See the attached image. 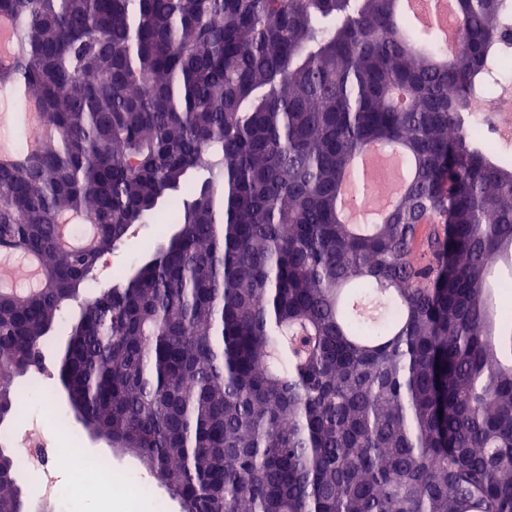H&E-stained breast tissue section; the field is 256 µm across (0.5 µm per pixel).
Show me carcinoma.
I'll list each match as a JSON object with an SVG mask.
<instances>
[{"mask_svg": "<svg viewBox=\"0 0 512 512\" xmlns=\"http://www.w3.org/2000/svg\"><path fill=\"white\" fill-rule=\"evenodd\" d=\"M457 12L448 49L398 0H0V252L44 273L0 288V512H27L17 379L70 304L78 420L181 512H512V167L469 122L512 5ZM373 146L412 176L348 224ZM63 215L95 245L61 251ZM159 216L167 240L86 296Z\"/></svg>", "mask_w": 512, "mask_h": 512, "instance_id": "carcinoma-1", "label": "carcinoma"}]
</instances>
